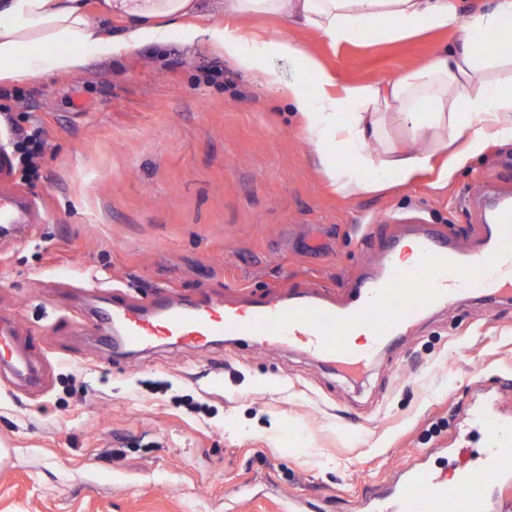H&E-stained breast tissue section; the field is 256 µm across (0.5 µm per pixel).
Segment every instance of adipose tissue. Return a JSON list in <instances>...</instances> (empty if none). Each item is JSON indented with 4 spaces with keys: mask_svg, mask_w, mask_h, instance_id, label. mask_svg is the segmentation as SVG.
<instances>
[{
    "mask_svg": "<svg viewBox=\"0 0 512 512\" xmlns=\"http://www.w3.org/2000/svg\"><path fill=\"white\" fill-rule=\"evenodd\" d=\"M224 13L276 17L322 32L332 43L362 37L387 41L458 22L457 39L440 46L422 65L387 86L365 84L337 88L335 77L299 44L279 36L262 53L226 28L209 29L213 46L271 88L282 82L278 70L263 66L262 55L304 60L321 71L316 92L298 86L290 99L300 113L304 132L318 161L329 151L347 156L341 168L325 172L339 189L370 192L403 185L424 172H437L445 183L487 139L512 144V53L488 48L493 32L512 42V0H498L489 12L458 20L455 0H221ZM205 0H100L90 19L86 0H0V83L24 76L72 73L86 53L109 57L172 29L194 41L200 28L188 18L205 13ZM122 20L120 35L106 27ZM404 125L411 146L389 135L392 123Z\"/></svg>",
    "mask_w": 512,
    "mask_h": 512,
    "instance_id": "ef3b65f1",
    "label": "adipose tissue"
}]
</instances>
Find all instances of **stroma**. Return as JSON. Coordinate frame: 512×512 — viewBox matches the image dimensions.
Returning a JSON list of instances; mask_svg holds the SVG:
<instances>
[{
  "label": "stroma",
  "instance_id": "35a3bbf8",
  "mask_svg": "<svg viewBox=\"0 0 512 512\" xmlns=\"http://www.w3.org/2000/svg\"><path fill=\"white\" fill-rule=\"evenodd\" d=\"M250 49L288 34L338 86L385 83L457 37V26L391 42L331 43L277 18L213 15ZM285 83L261 84L208 36L169 31L76 73L0 86V114L45 130L26 180L0 123V191L43 204L32 233L0 240V315L41 364V387L0 376V512H358L369 489L426 456L440 474L474 462L512 393V301L460 294L425 313L351 379L282 345L162 346L128 359L68 322L86 291L144 300L342 302L416 222L478 250L476 198L512 200V145L488 144L448 186L434 174L349 194L312 159Z\"/></svg>",
  "mask_w": 512,
  "mask_h": 512
}]
</instances>
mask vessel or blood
Listing matches in <instances>:
<instances>
[{"label": "vessel or blood", "mask_w": 512, "mask_h": 512, "mask_svg": "<svg viewBox=\"0 0 512 512\" xmlns=\"http://www.w3.org/2000/svg\"><path fill=\"white\" fill-rule=\"evenodd\" d=\"M44 219L23 193L0 194V234H14L21 225ZM409 244L418 261L406 269L395 257ZM485 251L493 264L464 261L462 245L422 224L409 242L391 244L381 270L362 279L342 305L306 292L234 303L212 298L175 301L162 291L140 303L108 295L94 305L86 329L101 333L115 355L144 352L163 341L205 349L220 337L232 336L261 348L296 346L352 375L374 357L372 351L351 347L348 334L355 327L368 328L376 344L386 345L427 310L447 307L462 287L512 300V204L496 209ZM0 368L31 385L41 382L38 366L17 348L3 318ZM498 411L501 418L488 425L486 451L478 463L460 468L451 480L420 463L407 466L395 482L366 495L367 512H512V501L500 493L512 485V441L505 436L512 430V399L502 398Z\"/></svg>", "instance_id": "b4317fda"}]
</instances>
